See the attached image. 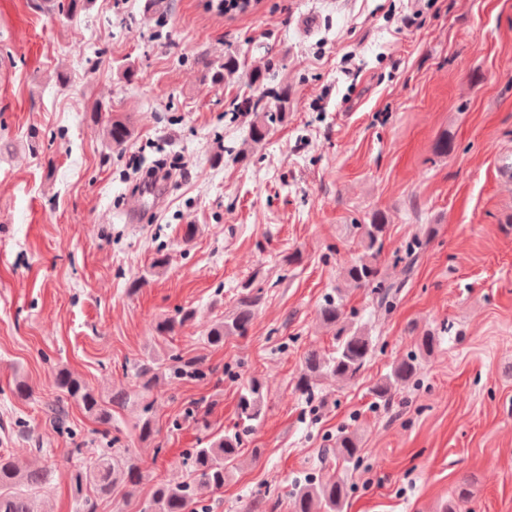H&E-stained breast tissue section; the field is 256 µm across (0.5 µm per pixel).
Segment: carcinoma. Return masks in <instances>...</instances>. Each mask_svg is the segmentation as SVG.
<instances>
[{
	"mask_svg": "<svg viewBox=\"0 0 512 512\" xmlns=\"http://www.w3.org/2000/svg\"><path fill=\"white\" fill-rule=\"evenodd\" d=\"M276 110L260 106V101L245 100V111L254 115L249 128V138L254 143L263 142L270 134L271 125L282 123L287 118L288 91L276 95ZM134 132L133 122L123 116H111L106 121L105 136L109 145L121 147ZM389 224L380 212L372 213L369 222L357 224L355 229L362 253L342 269L344 287L336 289V295L324 300L319 309V320L333 331L334 348L330 352L309 350L301 361V371L295 389L302 395L312 396L323 376H334L336 380L350 383L372 357L374 339L367 328L348 316L344 304L345 288H371L376 294L378 306L386 307L393 295V286L381 287L380 268L377 263ZM260 296L248 287L237 294L233 312L216 322L208 331V344H224L226 336H244L255 315ZM193 318V311L181 309L177 315L158 321L155 331L164 339L174 338L179 329ZM436 343L435 335L428 331L420 338V355H410L391 367L390 372L372 388L373 394L387 402L405 388L418 374L419 356L430 354ZM166 365L151 357L135 366V377L141 393H149L159 380L170 377L197 376L203 373L202 362L181 356L172 358ZM55 385L60 396L47 404V412L60 425L67 421L65 405L73 402L97 424L104 427L103 433L112 427V410L123 409L131 402L125 389L114 390L104 396L67 369L55 375ZM264 385L254 378L239 394L238 414L246 428H253L262 419ZM139 421V437L143 442L155 439L157 429L149 407L142 409ZM360 440L354 431H344L336 438L337 463L347 464L358 456ZM95 458L89 469L74 477L78 492H86L82 498L83 512H97L98 500L109 497L119 483L137 485L144 477L143 461L128 448H114L107 443L104 448L94 449ZM242 455L239 432L228 430L224 436L211 441L203 448H191L184 456V465L190 479L175 481L160 478L155 481L150 498L140 512H193L202 502V491L211 493L224 488L225 480L236 468ZM52 474L50 466L28 467L19 463L9 453L0 452V512H37L32 491L46 485ZM347 487L344 479L330 476L311 479L297 487L293 496V512H344Z\"/></svg>",
	"mask_w": 512,
	"mask_h": 512,
	"instance_id": "1",
	"label": "carcinoma"
}]
</instances>
